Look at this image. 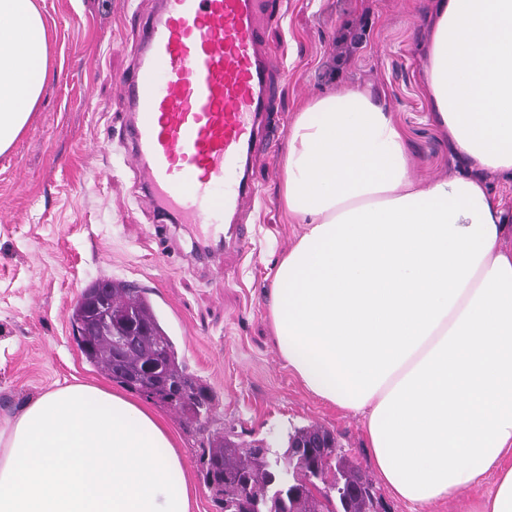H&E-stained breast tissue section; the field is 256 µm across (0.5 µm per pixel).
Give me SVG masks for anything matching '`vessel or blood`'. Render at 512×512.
<instances>
[{"label": "vessel or blood", "mask_w": 512, "mask_h": 512, "mask_svg": "<svg viewBox=\"0 0 512 512\" xmlns=\"http://www.w3.org/2000/svg\"><path fill=\"white\" fill-rule=\"evenodd\" d=\"M283 0H158L139 57L116 78L128 162L154 215L202 228L196 263L218 269L242 253L257 193L259 145L276 153L285 130L273 89L285 77L265 44L267 12Z\"/></svg>", "instance_id": "b4317fda"}]
</instances>
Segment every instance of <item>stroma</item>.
Returning <instances> with one entry per match:
<instances>
[{
    "label": "stroma",
    "instance_id": "stroma-1",
    "mask_svg": "<svg viewBox=\"0 0 512 512\" xmlns=\"http://www.w3.org/2000/svg\"><path fill=\"white\" fill-rule=\"evenodd\" d=\"M33 2L47 25L48 77L28 125L0 153V416L77 379L112 384L81 354L69 313L92 282L128 281L144 289L179 356L210 387L212 433L282 449L294 428H326L338 452L373 478L378 512H412L375 481L361 416L307 391L279 354L268 320L270 270L302 232L281 204L285 151L254 168L261 203L249 249L211 277L189 260L193 225L170 227L166 240L154 235L155 216L126 161L113 78L131 69L154 0ZM435 8L436 0H285L281 19L265 30L287 72L278 92L284 128L313 99L359 88L401 127L417 182L466 174L425 83ZM344 28L361 46L339 61ZM154 409L178 437L196 512H224L189 426L167 406Z\"/></svg>",
    "mask_w": 512,
    "mask_h": 512
}]
</instances>
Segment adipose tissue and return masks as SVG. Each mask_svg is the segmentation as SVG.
Masks as SVG:
<instances>
[{
    "mask_svg": "<svg viewBox=\"0 0 512 512\" xmlns=\"http://www.w3.org/2000/svg\"><path fill=\"white\" fill-rule=\"evenodd\" d=\"M425 77L475 175L413 180L388 109L345 87L289 133L283 204L303 231L273 267L270 321L289 370L363 417L380 480L414 512H512V217L479 172L512 180V0H439ZM48 70L32 0H0V153ZM496 471L493 488L460 492ZM161 418L73 383L0 418V512H194Z\"/></svg>",
    "mask_w": 512,
    "mask_h": 512,
    "instance_id": "obj_1",
    "label": "adipose tissue"
}]
</instances>
